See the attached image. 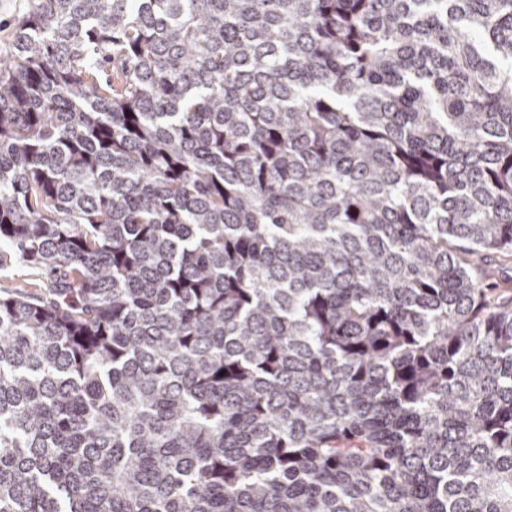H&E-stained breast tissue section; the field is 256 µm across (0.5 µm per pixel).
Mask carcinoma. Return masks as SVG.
<instances>
[{
    "label": "carcinoma",
    "instance_id": "obj_1",
    "mask_svg": "<svg viewBox=\"0 0 512 512\" xmlns=\"http://www.w3.org/2000/svg\"><path fill=\"white\" fill-rule=\"evenodd\" d=\"M2 245L0 512H512V0H33ZM3 254H7L0 266V289L3 295L19 290L32 295L48 291L51 280L44 270L20 262L10 250L5 249ZM484 267L495 270L498 280H506L508 282V291L512 292V260L494 253H488L479 260Z\"/></svg>",
    "mask_w": 512,
    "mask_h": 512
}]
</instances>
